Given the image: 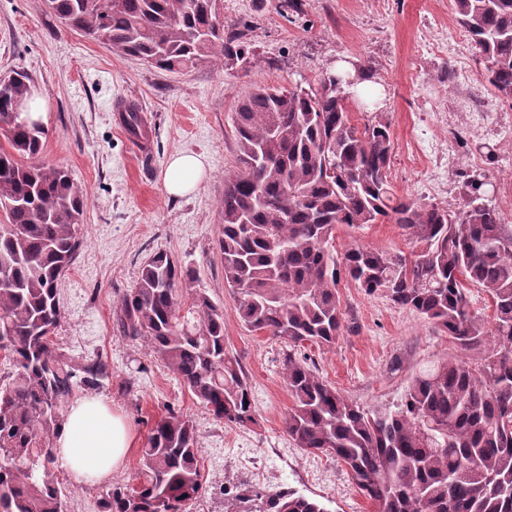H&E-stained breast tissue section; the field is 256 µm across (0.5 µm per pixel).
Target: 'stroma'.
<instances>
[{
	"label": "stroma",
	"instance_id": "obj_1",
	"mask_svg": "<svg viewBox=\"0 0 512 512\" xmlns=\"http://www.w3.org/2000/svg\"><path fill=\"white\" fill-rule=\"evenodd\" d=\"M219 0L224 23L248 30L246 63H203L165 72L65 27L43 0H0V79L17 72L48 110L40 159L66 168L87 194L84 243L59 286L64 350L106 362L99 389L126 419L135 443L106 480L135 482L139 450L156 420L175 409L191 416L204 476L193 512H224L226 494L250 487L291 489L326 512H376L334 458L296 448L285 432L292 398L283 379L284 343L247 329L224 284L217 249L224 180L236 166L233 115L258 86L317 84L346 59L376 86L375 102L350 95L351 119L391 125L395 150L389 177L397 193L456 212L467 201L472 170L494 183L488 202L512 223V101L499 97L450 0ZM138 104L149 131L141 157L115 119L118 100ZM203 157L205 174L188 196L167 195L163 175L170 155ZM359 244L384 251L421 250L409 230L383 222L342 227L336 248ZM170 254L196 275L194 289L224 314V344L246 372L255 422L219 423L155 357L141 339L115 326L122 295L156 252ZM347 329L330 347L305 345L319 375L366 409L396 404L411 379L443 360L462 357L448 335L384 294L351 282L339 288Z\"/></svg>",
	"mask_w": 512,
	"mask_h": 512
}]
</instances>
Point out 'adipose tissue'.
<instances>
[{
	"label": "adipose tissue",
	"instance_id": "ef3b65f1",
	"mask_svg": "<svg viewBox=\"0 0 512 512\" xmlns=\"http://www.w3.org/2000/svg\"><path fill=\"white\" fill-rule=\"evenodd\" d=\"M204 171L202 156L175 152L164 174L166 192L172 196L190 193ZM132 445V437L123 417L102 396L74 400L55 440L59 456L79 483L111 476Z\"/></svg>",
	"mask_w": 512,
	"mask_h": 512
}]
</instances>
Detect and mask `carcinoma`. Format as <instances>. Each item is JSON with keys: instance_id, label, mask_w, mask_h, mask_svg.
Masks as SVG:
<instances>
[{"instance_id": "cac0c4a2", "label": "carcinoma", "mask_w": 512, "mask_h": 512, "mask_svg": "<svg viewBox=\"0 0 512 512\" xmlns=\"http://www.w3.org/2000/svg\"><path fill=\"white\" fill-rule=\"evenodd\" d=\"M68 28L164 71L243 58L245 33L224 30L218 0H44ZM497 95L512 100V0H452ZM336 74L317 86H258L238 104L236 172L224 179L217 245L224 283L252 331L288 344L292 398L286 432L310 454L332 455L381 512H512V224L486 203L492 183L470 177L452 213L396 194L388 179L390 124H352ZM30 78L0 80V512H67L54 441L75 391L108 377L99 359L58 343L60 282L82 243L85 194L65 169L35 159L45 129L21 122L13 101ZM132 137L149 136L123 102ZM424 248L354 245L336 230L384 220ZM194 270L157 253L121 299L116 329L143 339L213 419L255 422L252 392L224 346V315L186 288ZM351 280L418 313L473 364L445 360L415 376L394 407L365 410L324 380L301 348L331 346L346 330L337 288ZM490 297L493 322L474 312L467 286ZM193 420L174 410L141 448L138 482L100 492L103 512H187L202 488ZM242 512H325L291 491L235 497Z\"/></svg>"}]
</instances>
